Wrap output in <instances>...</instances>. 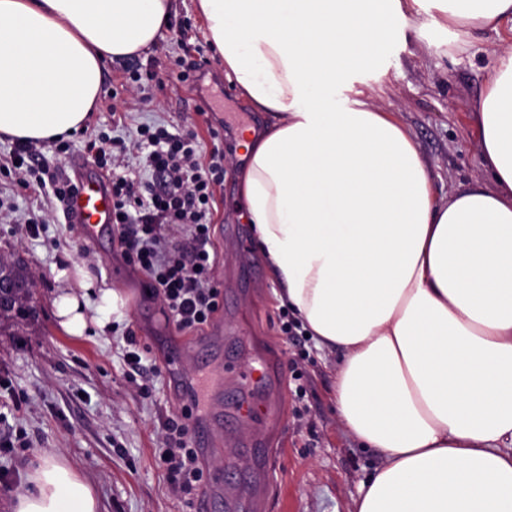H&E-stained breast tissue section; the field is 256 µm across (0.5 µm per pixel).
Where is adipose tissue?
Returning a JSON list of instances; mask_svg holds the SVG:
<instances>
[{
    "label": "adipose tissue",
    "instance_id": "1",
    "mask_svg": "<svg viewBox=\"0 0 512 512\" xmlns=\"http://www.w3.org/2000/svg\"><path fill=\"white\" fill-rule=\"evenodd\" d=\"M198 0L224 74L252 110L239 185L278 299L339 353L336 410L381 464L355 512H512V43L472 122L483 172L448 198L410 130L354 77L401 29L465 43L512 33V0ZM173 0H0V136L50 142L94 109L104 61L139 55ZM63 330L106 328L61 289ZM14 512H98L92 486L43 456Z\"/></svg>",
    "mask_w": 512,
    "mask_h": 512
}]
</instances>
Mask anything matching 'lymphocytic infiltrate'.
Instances as JSON below:
<instances>
[{"label": "lymphocytic infiltrate", "mask_w": 512, "mask_h": 512, "mask_svg": "<svg viewBox=\"0 0 512 512\" xmlns=\"http://www.w3.org/2000/svg\"><path fill=\"white\" fill-rule=\"evenodd\" d=\"M43 150L37 141L16 143L7 164L26 188H51L53 204L66 205L77 185L63 170L43 162ZM85 150L110 181L112 222L126 260L142 272L179 330H202L222 303L210 224L214 189L224 181L223 150L205 148L196 134H173L156 125L140 126L127 142L103 133L88 137ZM132 157L162 177L148 195L134 189L128 167ZM170 225L181 229V240H169L165 230ZM190 418L185 410L168 419L159 442V460L180 496L191 494L203 477L198 451L190 443Z\"/></svg>", "instance_id": "lymphocytic-infiltrate-1"}]
</instances>
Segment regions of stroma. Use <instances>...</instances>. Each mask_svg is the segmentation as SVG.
Masks as SVG:
<instances>
[{
	"label": "stroma",
	"mask_w": 512,
	"mask_h": 512,
	"mask_svg": "<svg viewBox=\"0 0 512 512\" xmlns=\"http://www.w3.org/2000/svg\"><path fill=\"white\" fill-rule=\"evenodd\" d=\"M495 63L486 43L460 52L452 31L407 28L394 40L383 73L357 78V88L374 91L379 109L399 114L438 174L443 194H453L480 174L470 113ZM186 68L192 69V80L177 81L176 73ZM149 70L157 72L158 82L144 80ZM137 72L138 82L132 79ZM154 123L195 132L205 141L216 127L223 138L224 182L216 192L212 239L218 252L215 279L224 296L218 314L224 353L219 360L191 355L183 371L221 384L229 404L236 395V372L251 364L258 344L268 343L281 363L282 412L269 442L272 479L260 512H352L379 457L342 428L333 398L338 356L319 351L302 328L285 329V308L254 232L238 219L240 133L249 126L262 128L267 118L251 111L231 87L196 0H176L166 31L141 55L105 62L101 94L84 129L69 137V151L49 148L45 156L67 168L84 156L86 130L105 129L129 140L138 126ZM45 210L42 195L0 173V260L23 263L33 280L27 315L0 322V378L10 382L18 402L0 432L21 428L31 442L19 456L0 458V469H9L13 479L11 490L0 489V512H13L15 491L47 453L67 460L91 483L99 512H189L155 454L164 421L180 414L183 403L164 375L154 377L150 396H140L124 353L130 330L148 365L194 335L178 330L118 243L89 240L79 225L62 218L45 224L39 236H29L28 218ZM77 265L89 272L95 287L117 290L126 299L106 331L92 327L72 336L59 324L54 299ZM300 386L301 397L295 394ZM263 431L259 421L225 420L202 460L205 478L221 474L233 491L253 490L246 458Z\"/></svg>",
	"instance_id": "obj_1"
}]
</instances>
